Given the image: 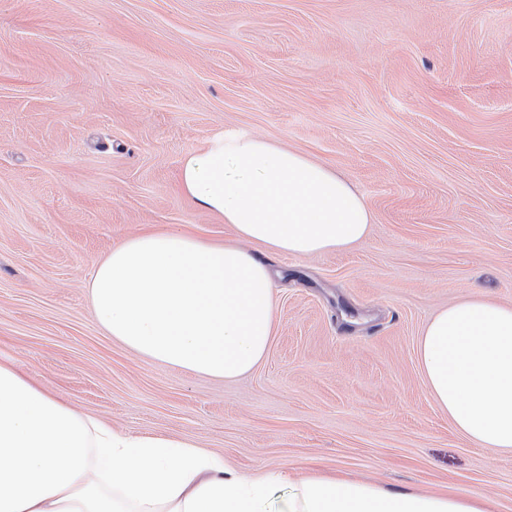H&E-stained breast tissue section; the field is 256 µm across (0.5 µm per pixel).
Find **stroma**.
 <instances>
[{"label":"stroma","instance_id":"35a3bbf8","mask_svg":"<svg viewBox=\"0 0 512 512\" xmlns=\"http://www.w3.org/2000/svg\"><path fill=\"white\" fill-rule=\"evenodd\" d=\"M222 130L305 153L372 213L348 251L265 255L271 345L227 381L125 348L87 290L132 234L229 235L179 188ZM468 297L512 305V0H0V360L76 413L243 472L512 512V453L457 433L417 364Z\"/></svg>","mask_w":512,"mask_h":512}]
</instances>
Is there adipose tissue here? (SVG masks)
<instances>
[{
    "mask_svg": "<svg viewBox=\"0 0 512 512\" xmlns=\"http://www.w3.org/2000/svg\"><path fill=\"white\" fill-rule=\"evenodd\" d=\"M180 187L231 227L126 239L91 272L100 325L165 367L233 379L266 356L272 279L252 247L283 256L344 252L371 211L307 155L246 133H217L180 162ZM431 398L479 447L512 450V306L482 298L434 313L417 344ZM295 494L275 496L283 483ZM0 512H491L461 491L392 492L365 481L274 470L241 474L190 440L124 435L75 413L0 362Z\"/></svg>",
    "mask_w": 512,
    "mask_h": 512,
    "instance_id": "1",
    "label": "adipose tissue"
}]
</instances>
